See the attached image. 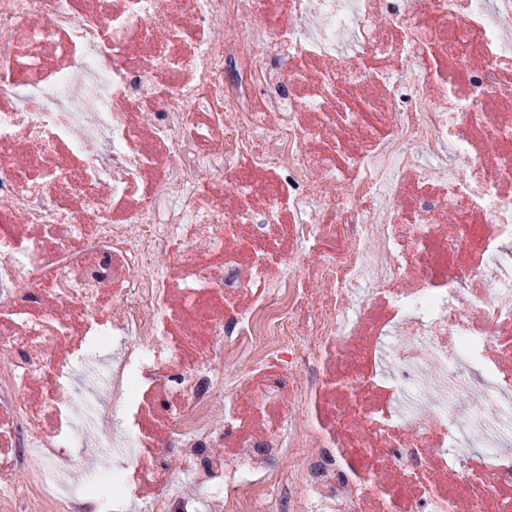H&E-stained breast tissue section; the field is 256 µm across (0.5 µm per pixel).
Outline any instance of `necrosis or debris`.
I'll list each match as a JSON object with an SVG mask.
<instances>
[{"label":"necrosis or debris","mask_w":512,"mask_h":512,"mask_svg":"<svg viewBox=\"0 0 512 512\" xmlns=\"http://www.w3.org/2000/svg\"><path fill=\"white\" fill-rule=\"evenodd\" d=\"M511 18L0 0V512H512Z\"/></svg>","instance_id":"1"}]
</instances>
